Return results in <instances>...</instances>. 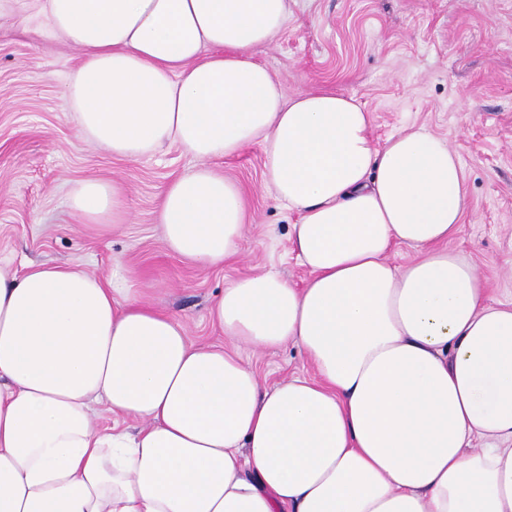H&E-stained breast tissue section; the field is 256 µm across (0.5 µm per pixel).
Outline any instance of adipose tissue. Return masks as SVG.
Segmentation results:
<instances>
[{
    "label": "adipose tissue",
    "instance_id": "1",
    "mask_svg": "<svg viewBox=\"0 0 512 512\" xmlns=\"http://www.w3.org/2000/svg\"><path fill=\"white\" fill-rule=\"evenodd\" d=\"M290 2L0 0L80 51L66 94L83 137L197 159L161 202L170 252H241V191L210 163L257 144L308 272L227 283L210 315L230 349L192 344L136 281L0 265V512H512V304L447 246L460 157L422 130L376 142L342 94L286 93L251 51ZM69 205L84 224L127 215L100 180ZM397 245L415 251L400 266ZM291 343L313 377L266 385L237 350Z\"/></svg>",
    "mask_w": 512,
    "mask_h": 512
}]
</instances>
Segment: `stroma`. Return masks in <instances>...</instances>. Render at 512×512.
<instances>
[{
    "mask_svg": "<svg viewBox=\"0 0 512 512\" xmlns=\"http://www.w3.org/2000/svg\"><path fill=\"white\" fill-rule=\"evenodd\" d=\"M39 27L21 9L0 13V263L102 277L122 265L148 302L187 324L190 342L227 344L209 316L226 283L269 269L297 285L307 278L288 241L297 216L267 187L261 148L213 163L243 193L241 254L207 268L168 252L158 206L196 159L169 144L123 160L80 137L65 88L81 54ZM253 58L287 92L351 97L375 139L414 127L456 148L469 208L448 246L467 255L491 299L512 303V0H293L283 31ZM85 179L122 187L125 223L77 222L68 197ZM243 355L268 385L312 373L290 344Z\"/></svg>",
    "mask_w": 512,
    "mask_h": 512,
    "instance_id": "35a3bbf8",
    "label": "stroma"
}]
</instances>
